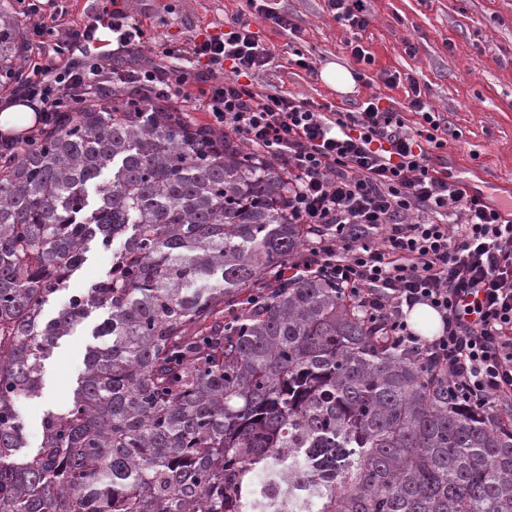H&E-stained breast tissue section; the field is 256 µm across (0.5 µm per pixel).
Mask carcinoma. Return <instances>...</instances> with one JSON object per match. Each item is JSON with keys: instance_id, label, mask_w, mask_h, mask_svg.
Here are the masks:
<instances>
[{"instance_id": "obj_1", "label": "carcinoma", "mask_w": 512, "mask_h": 512, "mask_svg": "<svg viewBox=\"0 0 512 512\" xmlns=\"http://www.w3.org/2000/svg\"><path fill=\"white\" fill-rule=\"evenodd\" d=\"M25 44L0 0L5 91ZM287 203L277 161L125 84L0 155V512H512V405L458 404L319 274L248 302L307 238ZM97 236L124 238L108 274L42 322ZM94 308L69 407L12 460L18 399Z\"/></svg>"}]
</instances>
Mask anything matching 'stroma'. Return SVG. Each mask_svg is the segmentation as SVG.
<instances>
[{"label": "stroma", "instance_id": "35a3bbf8", "mask_svg": "<svg viewBox=\"0 0 512 512\" xmlns=\"http://www.w3.org/2000/svg\"><path fill=\"white\" fill-rule=\"evenodd\" d=\"M276 11L292 16L296 33L289 34L269 21L253 19L251 29L274 52L269 70L256 76L268 92H281L335 112H354L363 101L380 97L393 105L408 124L419 117L409 102L408 83L386 87L380 71L408 73L417 80L424 101L443 113L448 128L459 131L433 163L447 161L449 172L482 192L491 203L512 197V0H366L369 24L352 32L337 21L326 0H271ZM246 0H129L130 14L140 22L144 36L136 49L154 57L163 45L186 46L189 39L223 31L225 24L245 12ZM359 40L373 57L356 60L349 44ZM415 52H408L407 44ZM318 66L336 62L364 75L354 91L340 94L327 87L319 74L301 69L297 55ZM90 243L85 262L44 305L43 321L53 319L71 295L103 278L112 264L113 248ZM108 316L92 310L68 336L62 337L45 360L37 396L20 399L18 420L25 446L18 456L32 458L42 443V421L47 412L65 410L84 370L86 350L95 344L94 331Z\"/></svg>", "mask_w": 512, "mask_h": 512}]
</instances>
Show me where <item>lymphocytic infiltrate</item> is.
I'll return each instance as SVG.
<instances>
[{
	"label": "lymphocytic infiltrate",
	"instance_id": "lymphocytic-infiltrate-1",
	"mask_svg": "<svg viewBox=\"0 0 512 512\" xmlns=\"http://www.w3.org/2000/svg\"><path fill=\"white\" fill-rule=\"evenodd\" d=\"M247 6L249 17L193 42L188 52L197 72L135 56L117 74L93 51L71 64L67 53L90 40L91 25L62 23L57 0H29L34 32L54 31L56 43L33 59L24 95L41 103L45 127L79 110L116 75L127 84L167 86L168 96L186 106L204 101L206 127L279 160L288 174L289 220L315 230L281 278L323 274L394 343L446 365L448 391L464 405L512 402V207L488 203L432 166L448 127L421 96L410 101L420 117L411 127L375 98L356 112H326L256 90L251 78L268 69L273 52L252 31L250 16L283 31L297 26L268 0ZM223 68L229 77L206 82ZM418 304L442 321L440 334L426 342L404 316Z\"/></svg>",
	"mask_w": 512,
	"mask_h": 512
}]
</instances>
